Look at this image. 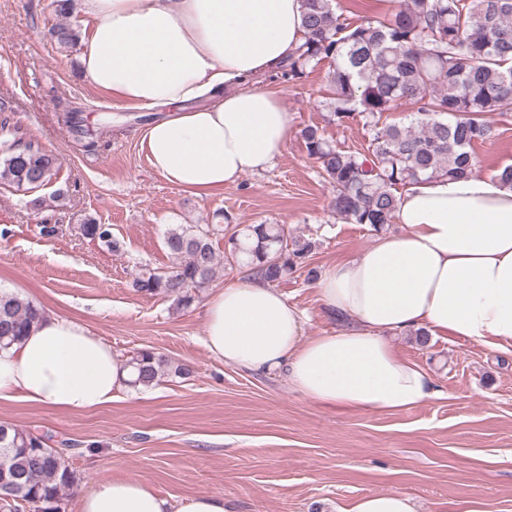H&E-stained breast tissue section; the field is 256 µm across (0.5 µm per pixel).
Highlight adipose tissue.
<instances>
[{
	"instance_id": "ef3b65f1",
	"label": "adipose tissue",
	"mask_w": 512,
	"mask_h": 512,
	"mask_svg": "<svg viewBox=\"0 0 512 512\" xmlns=\"http://www.w3.org/2000/svg\"><path fill=\"white\" fill-rule=\"evenodd\" d=\"M84 79L113 100L167 117L143 133L151 168L198 197L271 168L290 136L288 110L257 84L305 38L301 0H81ZM402 230L332 265L319 301L342 331L303 339V313L260 277L237 280L204 303L210 354L254 372L283 370L322 408L408 410L441 394L401 356L396 333L423 330L512 351V186L499 177L437 179L406 187ZM132 369L81 321L45 314L18 344L0 349V399L88 411L111 403ZM78 512H226L202 493L176 502L128 477H103ZM336 512H415L392 490Z\"/></svg>"
}]
</instances>
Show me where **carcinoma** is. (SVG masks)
I'll return each instance as SVG.
<instances>
[{"label":"carcinoma","instance_id":"obj_1","mask_svg":"<svg viewBox=\"0 0 512 512\" xmlns=\"http://www.w3.org/2000/svg\"><path fill=\"white\" fill-rule=\"evenodd\" d=\"M338 0H302L308 36L282 65L290 80L328 60L327 122L359 119L368 132L367 153L332 144L323 129L301 131L308 155L333 192L331 211L348 224L380 233L396 219L397 189L430 179L473 173L474 148L493 141L512 116V0H406L398 10L359 24L337 14ZM410 121L383 123L401 106ZM56 171V157L21 126L0 117V180L34 191ZM216 224H172L164 247L167 269L144 266L132 287L164 295L187 307L213 279L220 264L213 244ZM81 232L112 250V228L88 220ZM230 258L267 283L307 270L315 242L293 235L286 224L234 225L225 242ZM45 310L33 300L0 289V348L19 343ZM133 384H155L169 360L143 349L128 360ZM50 437L0 422V480L21 486V501L4 512H63L62 501L77 480L64 448Z\"/></svg>","mask_w":512,"mask_h":512}]
</instances>
